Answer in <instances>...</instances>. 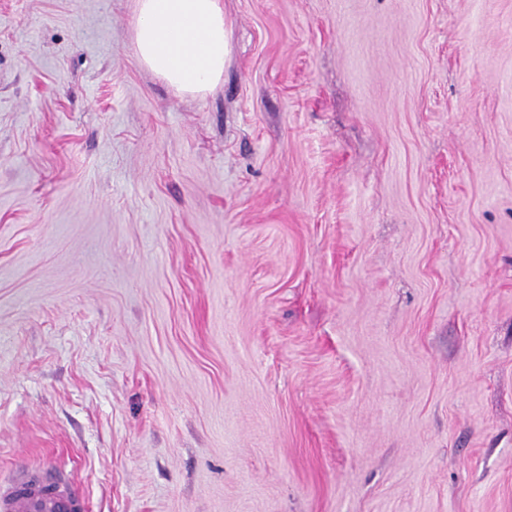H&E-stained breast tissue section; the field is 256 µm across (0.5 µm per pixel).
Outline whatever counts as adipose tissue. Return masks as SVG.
<instances>
[{
  "label": "adipose tissue",
  "mask_w": 512,
  "mask_h": 512,
  "mask_svg": "<svg viewBox=\"0 0 512 512\" xmlns=\"http://www.w3.org/2000/svg\"><path fill=\"white\" fill-rule=\"evenodd\" d=\"M135 6L140 65L190 95L221 81L228 28L220 0H135Z\"/></svg>",
  "instance_id": "ef3b65f1"
}]
</instances>
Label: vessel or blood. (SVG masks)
Wrapping results in <instances>:
<instances>
[{
  "label": "vessel or blood",
  "mask_w": 512,
  "mask_h": 512,
  "mask_svg": "<svg viewBox=\"0 0 512 512\" xmlns=\"http://www.w3.org/2000/svg\"><path fill=\"white\" fill-rule=\"evenodd\" d=\"M75 461L60 456L54 476L32 469L12 484L0 487V512H86V504L73 489Z\"/></svg>",
  "instance_id": "obj_1"
}]
</instances>
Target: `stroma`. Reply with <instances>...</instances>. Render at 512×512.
I'll list each match as a JSON object with an SVG mask.
<instances>
[{
  "instance_id": "stroma-1",
  "label": "stroma",
  "mask_w": 512,
  "mask_h": 512,
  "mask_svg": "<svg viewBox=\"0 0 512 512\" xmlns=\"http://www.w3.org/2000/svg\"><path fill=\"white\" fill-rule=\"evenodd\" d=\"M0 0V481L89 512H512V0ZM135 6L140 65L190 95L222 80L228 28L220 0H135ZM75 461L61 455L56 473L47 477L37 469L26 470L12 484L0 485L1 512H87L73 489Z\"/></svg>"
}]
</instances>
